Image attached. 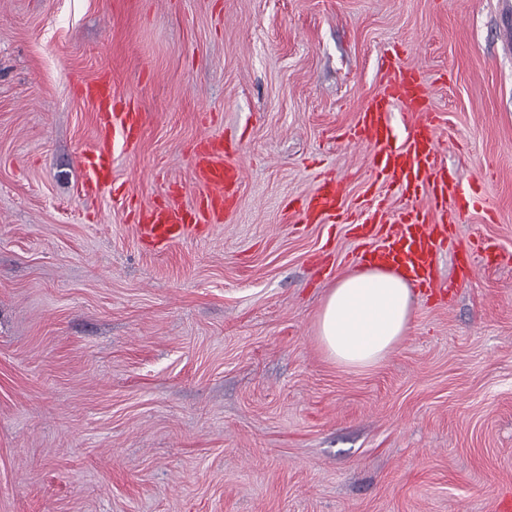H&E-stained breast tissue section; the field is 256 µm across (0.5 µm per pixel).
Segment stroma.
I'll use <instances>...</instances> for the list:
<instances>
[{
    "mask_svg": "<svg viewBox=\"0 0 512 512\" xmlns=\"http://www.w3.org/2000/svg\"><path fill=\"white\" fill-rule=\"evenodd\" d=\"M501 0H0V512H497L512 497V44ZM430 73L447 166L497 241L441 303L415 294L378 366L330 360L317 317L360 244L292 224L322 171L373 183L344 139L377 58ZM146 115L112 178L137 207L200 193L192 148L238 143L228 221L145 251L103 194L81 81Z\"/></svg>",
    "mask_w": 512,
    "mask_h": 512,
    "instance_id": "stroma-1",
    "label": "stroma"
}]
</instances>
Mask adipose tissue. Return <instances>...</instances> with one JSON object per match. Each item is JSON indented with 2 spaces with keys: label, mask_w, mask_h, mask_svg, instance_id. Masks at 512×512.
<instances>
[{
  "label": "adipose tissue",
  "mask_w": 512,
  "mask_h": 512,
  "mask_svg": "<svg viewBox=\"0 0 512 512\" xmlns=\"http://www.w3.org/2000/svg\"><path fill=\"white\" fill-rule=\"evenodd\" d=\"M412 301L399 274L368 266L341 274L320 311L318 340L339 365L375 366L407 336Z\"/></svg>",
  "instance_id": "obj_1"
}]
</instances>
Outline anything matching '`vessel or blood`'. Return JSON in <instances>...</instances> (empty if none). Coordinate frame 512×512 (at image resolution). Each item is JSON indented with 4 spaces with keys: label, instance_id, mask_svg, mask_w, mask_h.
Here are the masks:
<instances>
[{
    "label": "vessel or blood",
    "instance_id": "vessel-or-blood-1",
    "mask_svg": "<svg viewBox=\"0 0 512 512\" xmlns=\"http://www.w3.org/2000/svg\"><path fill=\"white\" fill-rule=\"evenodd\" d=\"M381 66L383 91L359 110L347 136L368 148L376 181L404 196L407 206L390 222L387 193L365 202L355 222L356 235L366 245L361 259L406 276L428 296L441 299L451 287L440 278L437 259L451 237L454 206L463 191L475 196L480 187L464 183L459 171L448 170L441 161L437 135L441 117L431 107L430 75L402 66L395 52L383 55ZM79 91L93 112L96 128L93 145L80 155L78 193L90 199L111 187L115 155L138 148L145 114L135 100L117 93L109 78L81 82ZM396 105L409 116L401 133L391 122ZM234 156L232 147L224 146L221 139L206 138L195 156L199 203L186 206L173 200L141 211L135 224L140 241L150 249H164L226 219L241 177ZM345 199L344 181L326 175L291 208L290 217L302 224H335L345 212Z\"/></svg>",
    "mask_w": 512,
    "mask_h": 512
}]
</instances>
